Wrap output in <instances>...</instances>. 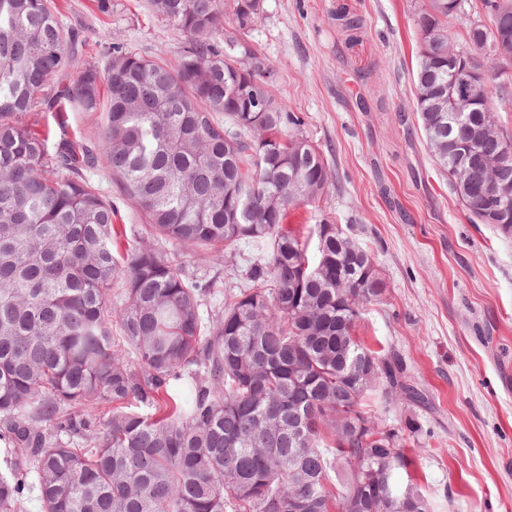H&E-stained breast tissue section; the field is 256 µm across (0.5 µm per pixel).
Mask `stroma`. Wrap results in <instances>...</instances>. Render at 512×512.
I'll list each match as a JSON object with an SVG mask.
<instances>
[{
    "label": "stroma",
    "instance_id": "35a3bbf8",
    "mask_svg": "<svg viewBox=\"0 0 512 512\" xmlns=\"http://www.w3.org/2000/svg\"><path fill=\"white\" fill-rule=\"evenodd\" d=\"M83 48L76 69L108 67L111 43L176 65L185 36L150 0H55ZM247 36L272 91L300 115L333 173L327 200L287 219L339 224L386 288L359 334L399 354L422 403H371L383 428H417L408 473L432 512H512V232L474 224L434 163L413 110L423 0H263ZM363 26L345 28L344 16ZM129 238L145 216L107 171L91 176Z\"/></svg>",
    "mask_w": 512,
    "mask_h": 512
}]
</instances>
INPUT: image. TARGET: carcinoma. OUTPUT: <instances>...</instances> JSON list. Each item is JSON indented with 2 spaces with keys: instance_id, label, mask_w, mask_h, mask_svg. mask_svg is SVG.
Instances as JSON below:
<instances>
[{
  "instance_id": "obj_1",
  "label": "carcinoma",
  "mask_w": 512,
  "mask_h": 512,
  "mask_svg": "<svg viewBox=\"0 0 512 512\" xmlns=\"http://www.w3.org/2000/svg\"><path fill=\"white\" fill-rule=\"evenodd\" d=\"M186 37L177 65L112 44L105 73L88 67L61 94L40 96L74 66L75 34L55 0H0V512H288V494L336 512V491L392 512L365 482L408 468L407 438L362 437L370 398L421 395L401 360L357 334L363 308L385 288L371 255L325 219L308 234L283 227L288 211L324 202L331 170L299 133L301 118L261 79L266 60L235 55L262 18L261 0H151ZM486 13L484 70L512 79V0H478ZM236 34L221 37L224 19ZM448 13L425 0L418 17L414 112L427 148L470 220L490 224L491 183L512 184L509 144L479 139L488 115L455 120L439 91L448 71ZM106 107L93 140H55L30 112ZM224 116L219 120L218 116ZM107 170L145 215L150 238L126 237L88 177ZM306 183L296 192L289 174ZM238 200L227 224L225 187ZM270 241L242 258L244 241ZM200 261L243 259L247 284L205 315L206 288L164 244ZM121 288L112 303L111 288ZM277 406L280 426L266 425ZM308 438L288 440V421ZM302 467L311 481L300 483ZM400 512H431L409 483Z\"/></svg>"
}]
</instances>
